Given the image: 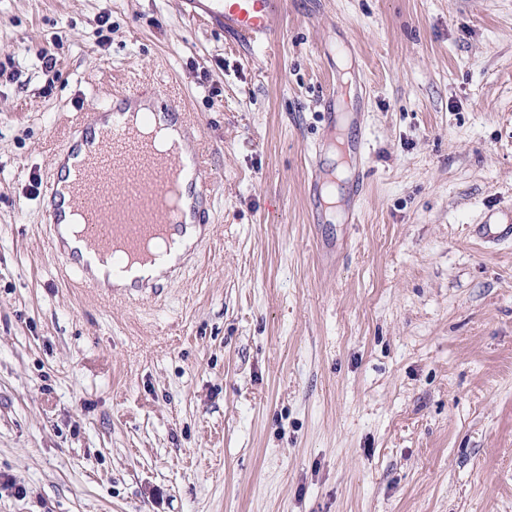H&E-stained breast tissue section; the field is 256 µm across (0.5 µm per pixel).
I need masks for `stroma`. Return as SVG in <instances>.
<instances>
[{"instance_id": "1", "label": "stroma", "mask_w": 512, "mask_h": 512, "mask_svg": "<svg viewBox=\"0 0 512 512\" xmlns=\"http://www.w3.org/2000/svg\"><path fill=\"white\" fill-rule=\"evenodd\" d=\"M283 2L264 53L179 0H0V512H512V241L470 233L512 205V0ZM342 40L367 184L312 224ZM157 76L204 122L212 230L104 305L33 185Z\"/></svg>"}]
</instances>
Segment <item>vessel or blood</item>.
<instances>
[{"label": "vessel or blood", "instance_id": "obj_1", "mask_svg": "<svg viewBox=\"0 0 512 512\" xmlns=\"http://www.w3.org/2000/svg\"><path fill=\"white\" fill-rule=\"evenodd\" d=\"M181 2L188 18L213 24L250 48L269 49L284 25L278 0ZM151 94L158 107L138 124L126 119L141 102L130 87L72 125L40 196L54 258L103 302L161 295L184 263L162 268V254L146 253V243L176 244L189 227L203 238L211 226L214 186L198 147L203 125L170 84H154ZM162 116L181 122L191 152L161 154L144 139ZM309 170L310 221L317 224L335 206V175L317 159Z\"/></svg>", "mask_w": 512, "mask_h": 512}]
</instances>
